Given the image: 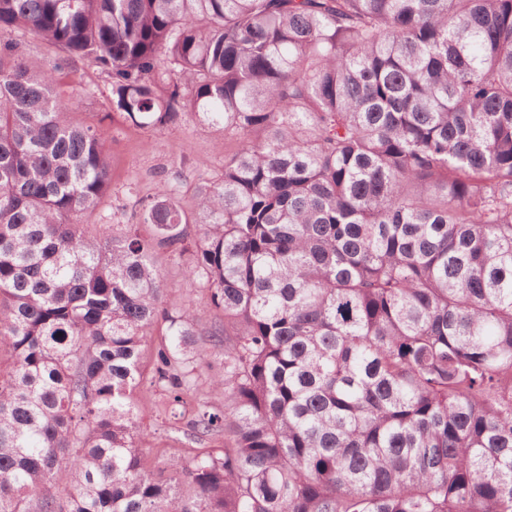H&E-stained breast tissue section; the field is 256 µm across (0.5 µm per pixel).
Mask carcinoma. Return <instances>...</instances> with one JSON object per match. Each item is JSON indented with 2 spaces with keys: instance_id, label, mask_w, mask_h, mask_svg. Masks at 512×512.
I'll return each instance as SVG.
<instances>
[{
  "instance_id": "cac0c4a2",
  "label": "carcinoma",
  "mask_w": 512,
  "mask_h": 512,
  "mask_svg": "<svg viewBox=\"0 0 512 512\" xmlns=\"http://www.w3.org/2000/svg\"><path fill=\"white\" fill-rule=\"evenodd\" d=\"M79 62L221 174L89 236ZM0 512H512V0H0ZM158 265L165 273L167 288L176 289V294L182 298L191 313L200 323L209 325L214 315L210 310L207 300L195 289L196 286L184 277L181 268L163 257L158 258ZM136 402L142 412V423L140 425V439L143 449L146 453L153 454L161 448H165L167 441L165 440L166 432L160 423L155 420L152 414L151 403L136 396Z\"/></svg>"
}]
</instances>
